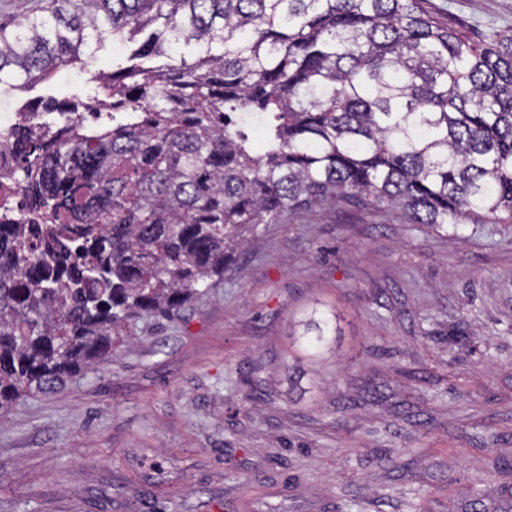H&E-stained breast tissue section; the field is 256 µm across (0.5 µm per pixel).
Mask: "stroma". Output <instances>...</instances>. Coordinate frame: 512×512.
Returning <instances> with one entry per match:
<instances>
[{
  "label": "stroma",
  "mask_w": 512,
  "mask_h": 512,
  "mask_svg": "<svg viewBox=\"0 0 512 512\" xmlns=\"http://www.w3.org/2000/svg\"><path fill=\"white\" fill-rule=\"evenodd\" d=\"M431 2L512 36V0ZM313 314L336 334L310 352ZM511 488L512 224L291 212L201 299L0 412V512H460Z\"/></svg>",
  "instance_id": "obj_1"
}]
</instances>
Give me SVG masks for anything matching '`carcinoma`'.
<instances>
[{"instance_id":"carcinoma-1","label":"carcinoma","mask_w":512,"mask_h":512,"mask_svg":"<svg viewBox=\"0 0 512 512\" xmlns=\"http://www.w3.org/2000/svg\"><path fill=\"white\" fill-rule=\"evenodd\" d=\"M42 2L0 24V85L124 53L90 101L0 136V410L203 297L292 210L512 223L511 36L475 41L430 0Z\"/></svg>"}]
</instances>
